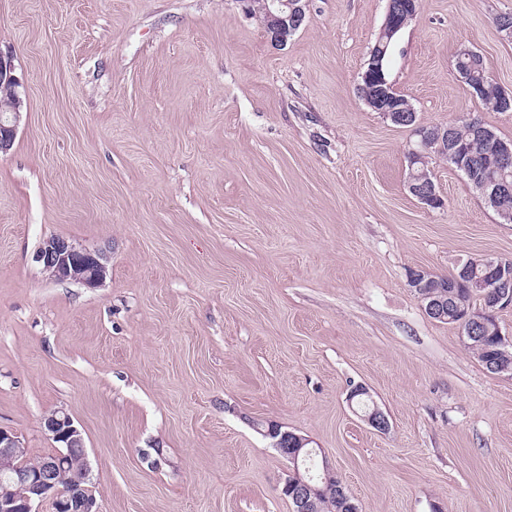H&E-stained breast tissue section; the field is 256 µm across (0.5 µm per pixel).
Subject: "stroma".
<instances>
[{
    "label": "stroma",
    "instance_id": "1",
    "mask_svg": "<svg viewBox=\"0 0 512 512\" xmlns=\"http://www.w3.org/2000/svg\"><path fill=\"white\" fill-rule=\"evenodd\" d=\"M385 11L308 0L277 47L245 0H0L23 99L0 154V427L36 459L66 411L100 512H293L271 424L358 512H512V376L409 285L512 258V223L441 156L443 207L410 193L413 128L358 91ZM502 13L418 0L390 69L419 125L512 140L455 70L468 47L512 88ZM52 236L103 250L106 280L51 278ZM265 436L272 439L275 448H278L281 453L288 452V446L297 448L293 455L290 456V460L293 463V466L296 470L299 469L300 466H304L307 471H309V467L306 466L308 460H312L313 456L318 454L316 449L309 448L305 446L308 441L306 439H301L299 436L292 434L288 431H281L280 428H268L265 432ZM303 450V454L300 457V451Z\"/></svg>",
    "mask_w": 512,
    "mask_h": 512
}]
</instances>
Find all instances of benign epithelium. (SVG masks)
Instances as JSON below:
<instances>
[{
    "label": "benign epithelium",
    "mask_w": 512,
    "mask_h": 512,
    "mask_svg": "<svg viewBox=\"0 0 512 512\" xmlns=\"http://www.w3.org/2000/svg\"><path fill=\"white\" fill-rule=\"evenodd\" d=\"M414 16L415 13L407 11L406 5L392 0L388 2L383 24L370 51L369 67L361 74L364 82L376 81L377 96L371 107L397 124L411 123L415 116L408 108L393 106L392 83L383 77L382 61L392 37ZM265 18L271 42L282 47L306 19L304 0H267ZM13 71L11 58L0 53V84L15 90L20 83ZM21 105L22 99L16 94L0 109V153L10 148L15 137ZM415 133L420 140L414 153H419V148L426 143L437 142L438 150L445 151L458 161L461 170H466L467 155L458 149L453 129L429 132L425 127L417 126ZM409 190L424 203H443L431 178L422 181L416 178V174H411ZM511 191L512 186L506 181L482 186V193L489 204ZM36 260L51 277L59 281H78L89 288L97 287L107 271V257L103 252L78 247L57 236L43 242L36 252ZM482 264L488 270L489 278H470L467 281V287L480 295L481 309L473 311L465 307L456 311V325L467 340L490 328L496 322L497 311L512 305V259L485 257ZM410 283L429 317L441 320L448 317V302L443 295L431 291V272L415 271L410 276ZM44 427L56 443V449L34 464L24 457L25 448L17 434L0 427V512H42L46 503L52 512H99L96 498L88 489L90 470L87 456L81 455L79 466L72 465L74 450H85L83 433L63 410H55L48 415L44 419ZM265 436L272 439L282 453L290 446L296 448L290 456L296 469L306 465L317 454L316 449L307 447V440L278 427L268 429ZM292 496L295 512H321L315 485L302 482L296 486Z\"/></svg>",
    "instance_id": "1"
}]
</instances>
